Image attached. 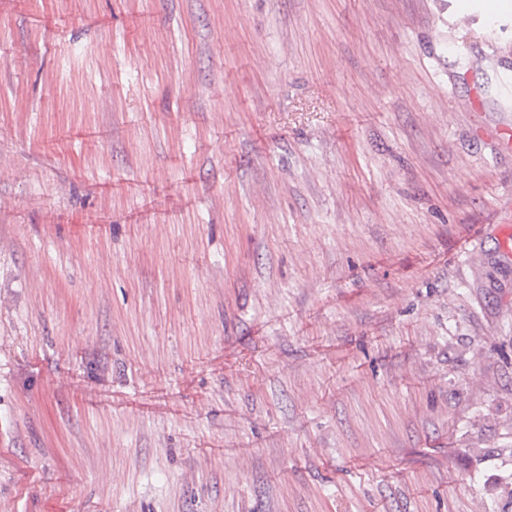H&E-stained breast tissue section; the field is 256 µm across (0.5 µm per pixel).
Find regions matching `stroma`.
<instances>
[{"instance_id": "stroma-1", "label": "stroma", "mask_w": 512, "mask_h": 512, "mask_svg": "<svg viewBox=\"0 0 512 512\" xmlns=\"http://www.w3.org/2000/svg\"><path fill=\"white\" fill-rule=\"evenodd\" d=\"M512 7L0 0V512H512Z\"/></svg>"}]
</instances>
